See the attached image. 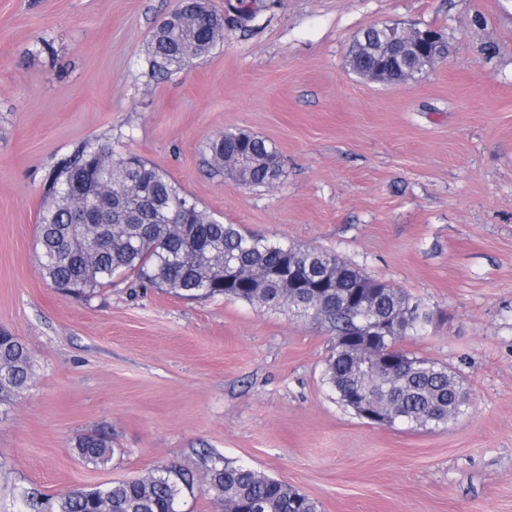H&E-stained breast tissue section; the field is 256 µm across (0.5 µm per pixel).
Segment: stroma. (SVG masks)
Here are the masks:
<instances>
[{"instance_id":"1","label":"stroma","mask_w":512,"mask_h":512,"mask_svg":"<svg viewBox=\"0 0 512 512\" xmlns=\"http://www.w3.org/2000/svg\"><path fill=\"white\" fill-rule=\"evenodd\" d=\"M176 0H0V330L32 355L0 419V512L16 489L144 476L203 483L206 448L307 495L318 512H512V0H256L248 31L152 76L147 41ZM430 26L448 57L416 81L361 78L348 56L377 23ZM243 131L284 174L251 190L206 145ZM167 172L247 233L340 255L425 301L402 349L463 379L447 430L375 426L324 384L317 323L221 296L117 278L85 299L40 272L39 208L84 141ZM99 432L114 454L82 462ZM75 454L85 463L104 466L112 458V442L98 433L80 436L74 445Z\"/></svg>"}]
</instances>
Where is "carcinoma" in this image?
I'll return each mask as SVG.
<instances>
[{
    "label": "carcinoma",
    "mask_w": 512,
    "mask_h": 512,
    "mask_svg": "<svg viewBox=\"0 0 512 512\" xmlns=\"http://www.w3.org/2000/svg\"><path fill=\"white\" fill-rule=\"evenodd\" d=\"M222 13L188 15L184 31L170 35L154 28L147 57L153 74L165 78L177 64L208 57L224 40L211 25ZM210 166L224 169L235 158L239 185L265 188L278 180L282 164L267 140L224 131L208 143ZM107 190L110 224H69L70 187L87 203L96 185ZM36 249L42 275L75 298H86L112 278L134 275L177 296L222 295L260 308L280 310L324 325L336 337L323 381L352 409L365 404L377 415L411 430L440 432L465 413L468 397L450 368L399 347L421 336L434 311L421 299L379 281L333 252L298 247L245 233L199 207L167 173L135 154L86 141L56 166L39 212ZM379 318L394 327L388 336H363ZM35 374L26 346L0 331V408L13 404ZM75 454L104 466L112 442L98 433L80 436ZM202 491L222 512H317V504L287 484L245 464L234 465L207 450L200 453ZM194 478L162 466L95 487L76 485L59 496L35 488L19 491L21 512H181L183 491Z\"/></svg>",
    "instance_id": "cac0c4a2"
}]
</instances>
